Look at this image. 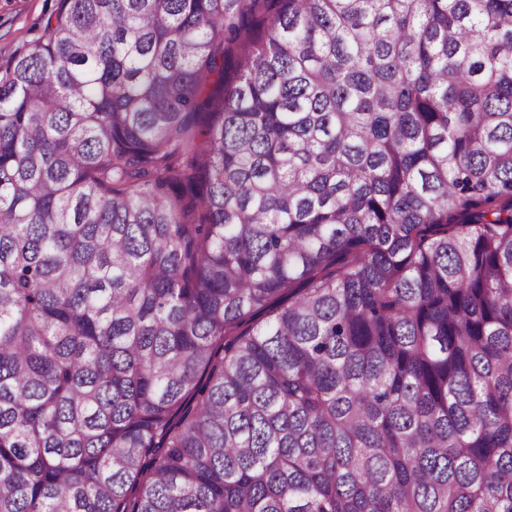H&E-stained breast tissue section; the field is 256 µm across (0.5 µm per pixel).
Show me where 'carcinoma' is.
<instances>
[{
    "instance_id": "carcinoma-1",
    "label": "carcinoma",
    "mask_w": 512,
    "mask_h": 512,
    "mask_svg": "<svg viewBox=\"0 0 512 512\" xmlns=\"http://www.w3.org/2000/svg\"><path fill=\"white\" fill-rule=\"evenodd\" d=\"M0 512H512V0H62L0 76Z\"/></svg>"
}]
</instances>
